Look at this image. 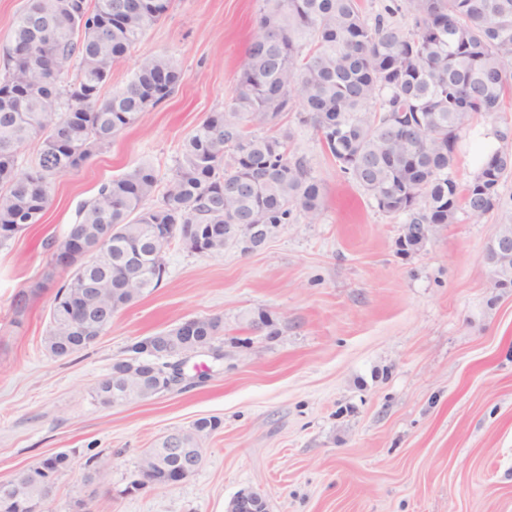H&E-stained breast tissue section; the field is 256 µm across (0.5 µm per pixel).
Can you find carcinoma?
<instances>
[{"label": "carcinoma", "instance_id": "cac0c4a2", "mask_svg": "<svg viewBox=\"0 0 512 512\" xmlns=\"http://www.w3.org/2000/svg\"><path fill=\"white\" fill-rule=\"evenodd\" d=\"M172 0H29L15 19L0 73V247L41 223L56 177L79 168L139 115L167 99L182 71L167 54L137 61L132 78L109 97L102 88L114 65L169 11ZM415 29L404 32L358 0H262L232 102L188 137L166 181L147 164L102 184L80 219L50 243L81 247L69 279L50 307L44 344L56 357L89 346L62 313L84 288L95 308L123 309L159 287L164 254L187 224H206L198 254L233 243L249 250L274 229L321 215L322 188L287 134H259L298 106L335 159L390 215H404L402 236L416 224H452L459 209L478 222L497 209V234L512 236V207L498 187L512 176V153L496 151L466 184L448 175L461 133L473 118L501 110L512 97V0H408ZM36 140L28 168L18 155ZM193 337L178 327L144 338L151 361L220 340L223 318H196ZM168 390L150 371L125 373L119 360L93 389L112 407ZM216 419L180 432L198 447ZM171 463L142 456L137 472L166 489ZM72 468L65 452L18 470L0 486V512H27L25 498Z\"/></svg>", "mask_w": 512, "mask_h": 512}]
</instances>
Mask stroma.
I'll return each instance as SVG.
<instances>
[{"label": "stroma", "mask_w": 512, "mask_h": 512, "mask_svg": "<svg viewBox=\"0 0 512 512\" xmlns=\"http://www.w3.org/2000/svg\"><path fill=\"white\" fill-rule=\"evenodd\" d=\"M259 0H176L115 65L122 88L142 57L171 55L176 92L79 169L60 174L42 223L0 248V481L68 453L47 512H227L241 494L268 512H512V288L494 287L482 255L501 221L458 213L401 252L402 217L340 172L320 135L291 111L281 125L323 188L317 223L280 225L256 250L201 256L179 241L161 285L114 315L91 346L45 348L50 305L66 272L47 241L79 220L98 187L149 163L167 178L192 131L235 94L257 30ZM512 106L462 133L450 175L512 150ZM30 294L15 312L19 291ZM266 314L273 329L250 320ZM221 316L223 358L185 356L186 380L110 408L97 383L136 340L192 317ZM202 466L169 489L127 486L147 448L201 418ZM107 468L86 467L92 455Z\"/></svg>", "instance_id": "stroma-1"}]
</instances>
